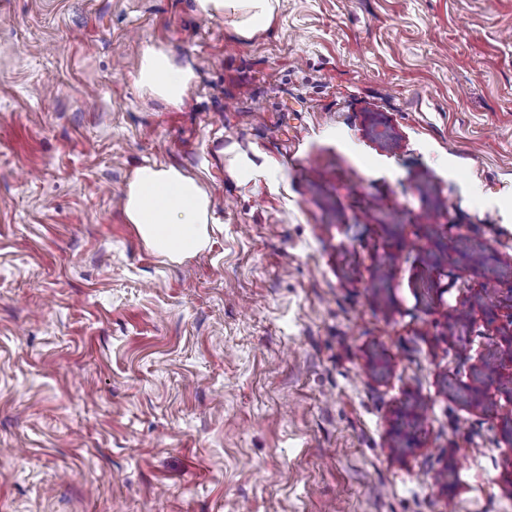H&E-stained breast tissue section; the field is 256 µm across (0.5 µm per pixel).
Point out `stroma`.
<instances>
[{"label": "stroma", "mask_w": 512, "mask_h": 512, "mask_svg": "<svg viewBox=\"0 0 512 512\" xmlns=\"http://www.w3.org/2000/svg\"><path fill=\"white\" fill-rule=\"evenodd\" d=\"M147 163L204 253L127 223ZM511 328L512 0L0 6V512H512ZM194 12L203 19L229 16L235 34L250 40L270 29L279 0H192ZM193 72L178 64L163 48L147 47L140 59L135 80L153 97L168 106H178L185 97ZM123 210L145 245L170 261L194 257L208 246L209 196L196 178L175 167L136 168Z\"/></svg>", "instance_id": "1"}]
</instances>
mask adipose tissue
I'll return each mask as SVG.
<instances>
[{
  "label": "adipose tissue",
  "instance_id": "adipose-tissue-1",
  "mask_svg": "<svg viewBox=\"0 0 512 512\" xmlns=\"http://www.w3.org/2000/svg\"><path fill=\"white\" fill-rule=\"evenodd\" d=\"M279 0H193L203 19L228 16L235 34L249 40L270 29ZM193 72L178 64L163 48L147 47L135 80L169 106L185 97ZM124 214L140 238L157 255L181 261L203 252L209 243L210 199L194 177L172 166L143 165L130 178Z\"/></svg>",
  "mask_w": 512,
  "mask_h": 512
}]
</instances>
